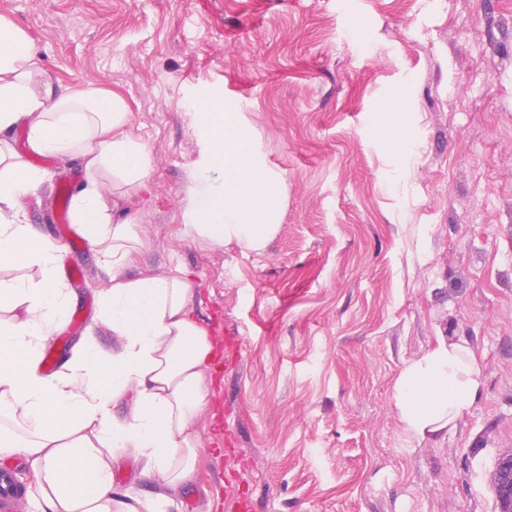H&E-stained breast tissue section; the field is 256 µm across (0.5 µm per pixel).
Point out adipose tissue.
<instances>
[{"label": "adipose tissue", "mask_w": 512, "mask_h": 512, "mask_svg": "<svg viewBox=\"0 0 512 512\" xmlns=\"http://www.w3.org/2000/svg\"><path fill=\"white\" fill-rule=\"evenodd\" d=\"M129 125L120 95L91 84H54L29 34L0 19V269L41 271L31 283L0 279V454L30 463L34 512H166L174 493L196 477L194 423L208 404L214 342L196 314L185 270L127 273L143 241L138 215L124 203L147 190L152 174L148 148ZM19 127L32 153L81 163L72 222L110 275L99 318L115 347L106 353L85 340L52 375L40 367L41 350L73 296L58 271L59 245L21 218L46 173L13 149ZM480 387L471 348L437 336L395 380L403 436L419 442L447 434L474 406ZM126 396L129 414L115 420L112 405ZM116 448L142 461L156 493L114 489Z\"/></svg>", "instance_id": "obj_1"}]
</instances>
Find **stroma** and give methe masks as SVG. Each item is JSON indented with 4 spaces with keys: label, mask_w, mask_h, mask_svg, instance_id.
<instances>
[{
    "label": "stroma",
    "mask_w": 512,
    "mask_h": 512,
    "mask_svg": "<svg viewBox=\"0 0 512 512\" xmlns=\"http://www.w3.org/2000/svg\"><path fill=\"white\" fill-rule=\"evenodd\" d=\"M62 85L116 92L151 155L132 276L188 269L229 365L169 512H497L512 452V0H0ZM238 101L286 179L265 249L186 229L198 154L186 95ZM26 218L56 236L62 175ZM76 304L109 275L89 244ZM474 350L475 406L401 434L394 382L437 335ZM492 484L497 497L499 512H512V461L501 458L494 470ZM511 508V511H509Z\"/></svg>",
    "instance_id": "stroma-1"
}]
</instances>
